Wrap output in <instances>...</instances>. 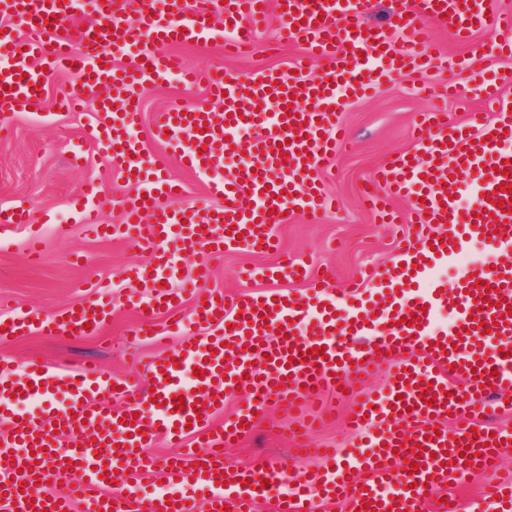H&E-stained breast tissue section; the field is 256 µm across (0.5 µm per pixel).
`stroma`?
<instances>
[{"instance_id":"obj_1","label":"stroma","mask_w":512,"mask_h":512,"mask_svg":"<svg viewBox=\"0 0 512 512\" xmlns=\"http://www.w3.org/2000/svg\"><path fill=\"white\" fill-rule=\"evenodd\" d=\"M278 17L257 32L250 53L228 56L222 38L199 44L175 46L192 72L202 75L221 68L231 76H243L262 68L288 69L304 53L303 45H277ZM505 29L491 24L477 31L472 45L452 41L445 29L429 24L426 37L441 51L443 60L430 68L396 75L370 97L353 99L341 109L340 120L353 146L328 159L322 178L328 192L336 194L338 211L309 222L300 213L288 214L277 229L278 246L267 252L233 251L220 257L206 252L175 254L178 262L173 290L184 306H192L197 295L199 273H207L209 287L240 289L239 270L275 265L280 255H288L308 264V280L290 283L298 293L308 292L323 271H330L328 287L339 288L365 270H384L394 263L399 239L406 233L399 219L411 206L409 199H391L387 209L394 221L383 224L368 211L365 186L371 173L393 154L412 146L411 128L424 113L441 108L450 119L462 123L466 112L482 107L483 100L475 79L483 68L507 70L512 58L489 62L476 59V48L506 37ZM76 82L74 75L57 72L49 75L41 98L32 109L15 114L10 130L0 136V207H22L29 214V224L0 230V301L7 302L8 316L26 313L50 316L60 309L91 299L93 285L106 278L112 283V314L98 336H40L21 333L0 342V362L4 375L23 374L30 357H37L47 368L73 372L85 362H98L110 376L122 377L136 367L166 356L179 343L178 337L166 336L152 341L132 336L138 314L127 299L140 295V284L128 281L123 273L130 265H149L151 255L122 239L86 234L73 206L82 185L95 181L101 185L99 208L103 221H120V202L134 195L135 185L123 182L118 171L110 169L99 149L85 136L88 115L96 106L95 96L83 99L77 110L62 106L65 91ZM142 111L134 128L145 149H153V131L165 112L177 106L202 107L217 111L218 106L206 95L203 86L186 89L169 80L143 89ZM79 154L81 164H72L71 154ZM37 226L43 240L38 261H30L26 246L29 226ZM293 420L276 405H268L260 414L252 433L225 449L226 464L249 467L262 460H281L293 472L315 467L312 459L297 457L288 438Z\"/></svg>"}]
</instances>
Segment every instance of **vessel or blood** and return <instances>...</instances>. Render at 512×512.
I'll return each instance as SVG.
<instances>
[{
  "mask_svg": "<svg viewBox=\"0 0 512 512\" xmlns=\"http://www.w3.org/2000/svg\"><path fill=\"white\" fill-rule=\"evenodd\" d=\"M279 2L281 40L306 48L293 73L260 69L229 79L223 70L211 71L207 84L228 112L227 122L195 107L165 113L155 132L158 148L147 154L131 133L141 112L136 97L181 72L168 46L211 40L216 16L234 46H250L267 21L266 0H0V14L24 25L20 33L0 32V132L8 128V113L40 95L44 71L34 70L32 61H43L45 71L70 69L89 92L107 88L87 136L139 194L124 201L122 224L109 226L99 220L97 186L87 184L74 201L78 221L91 233L121 234L152 253L153 265L129 271L148 292L135 302L137 334L181 338L177 351L122 378L106 376L93 363L73 377L40 371L33 362L15 386L0 383V500L7 512H69L75 502L84 512H198L202 499L209 512H256L263 500L272 501L274 512H316L321 501L359 512L366 500L376 503V512H427L451 480L481 483L470 512H512V473L496 469L497 458L512 450V436L480 421L495 410H512L502 398L512 392L511 115L472 112L461 125L429 113L414 128V150L372 174L367 199L379 218L387 216V194L412 197L411 230L375 292L367 290V274L346 288L299 295L207 288L202 303L188 311L166 286L170 244L191 255L207 247L219 256L266 251L284 212L315 216L335 208V198L322 192L320 173L329 156L350 143L339 122L345 101L432 61L435 53L422 37L427 21L467 43L494 11L493 0H399L397 25L408 38L397 45L385 29L365 24L372 0ZM87 12L94 22L80 25ZM124 53L134 57L132 69L116 65ZM321 61L323 77L310 78ZM244 129L253 133L247 145ZM181 134L193 139L179 150L181 164L206 177L210 194L221 201L214 214L182 204L166 175ZM243 145L249 159L242 163ZM497 189L500 206L491 199ZM465 192L472 205L463 211ZM164 198L169 204L163 208ZM146 211L154 213L153 223H141ZM475 238L485 242L493 263L465 267L456 287H447L435 268L459 264ZM307 274L289 258L239 277L294 281ZM443 311L452 322L440 330L435 320ZM111 313L109 303L95 300L48 317L27 315L5 322L0 339L21 331L93 335ZM194 324L208 326L209 334L191 332ZM382 366L391 371L390 383L379 392L365 389ZM196 369L202 378L186 387L185 376ZM451 374L464 379V388H452ZM18 387L23 395H15ZM241 387L250 391L249 404L231 428L212 429L225 397ZM348 390L349 426L366 434V442L341 458L335 449L310 446L323 466L302 471L291 497L277 496L285 478L279 462L225 469L224 447L244 435L269 402L298 417L307 436L326 420L322 393ZM423 392L433 404L420 400ZM99 393L122 399L123 407L96 408ZM178 396L184 407L175 406ZM191 431L204 435L206 454L185 447ZM161 436L180 448L162 463L151 451ZM406 459L417 462L413 473L399 471ZM156 470L166 490L145 492L142 480ZM52 477L66 482L65 493H31V486Z\"/></svg>",
  "mask_w": 512,
  "mask_h": 512,
  "instance_id": "b4317fda",
  "label": "vessel or blood"
}]
</instances>
